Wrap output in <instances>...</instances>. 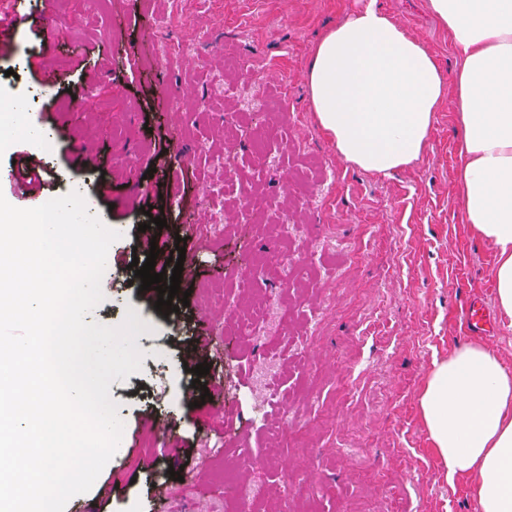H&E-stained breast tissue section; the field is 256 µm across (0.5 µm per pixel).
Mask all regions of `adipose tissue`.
I'll list each match as a JSON object with an SVG mask.
<instances>
[{
    "mask_svg": "<svg viewBox=\"0 0 512 512\" xmlns=\"http://www.w3.org/2000/svg\"><path fill=\"white\" fill-rule=\"evenodd\" d=\"M460 66L433 57L375 4L318 42L307 73L318 124L348 163L376 175L423 154L454 93L458 191L466 224L497 255V305L512 317V0H430ZM449 477L472 481L479 512H512V371L481 344L434 361L419 394Z\"/></svg>",
    "mask_w": 512,
    "mask_h": 512,
    "instance_id": "adipose-tissue-1",
    "label": "adipose tissue"
}]
</instances>
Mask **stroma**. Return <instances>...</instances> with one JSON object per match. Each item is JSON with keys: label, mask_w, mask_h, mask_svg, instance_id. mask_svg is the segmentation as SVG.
I'll return each mask as SVG.
<instances>
[{"label": "stroma", "mask_w": 512, "mask_h": 512, "mask_svg": "<svg viewBox=\"0 0 512 512\" xmlns=\"http://www.w3.org/2000/svg\"><path fill=\"white\" fill-rule=\"evenodd\" d=\"M367 2L111 0L101 11L55 0L46 11L63 61L54 79L38 73L41 28L21 31L0 61V101L26 98L53 142L35 194L7 181L0 194L34 208L76 190L91 214H109L120 237L92 318L116 327L131 307L153 328L137 339L142 371L110 386L124 424L119 448L65 512H478L418 409L433 360L453 350L482 344L512 371L496 253L465 224L459 200L455 97L436 112L423 156L387 176L345 162L312 112L306 74L316 44ZM375 2L452 77V36L429 0ZM107 39L108 56L99 49ZM163 50L176 67L159 61ZM228 57L238 62L229 71ZM88 94L93 108H68ZM239 113L244 127L225 131V116ZM162 156L172 169L165 179L150 173ZM254 185L266 223L225 222ZM152 216L167 221L156 233L157 267L180 236L197 266L182 281L189 300L174 297L169 314L130 267L147 259L138 227ZM199 218L222 220L220 235L188 236ZM257 265L264 275L242 281ZM475 299L496 316L495 332L458 319ZM245 312L255 331L233 333ZM193 338L209 366L199 378L184 369ZM169 418L176 428L158 435L156 423ZM270 424L287 435L273 437Z\"/></svg>", "instance_id": "stroma-1"}]
</instances>
